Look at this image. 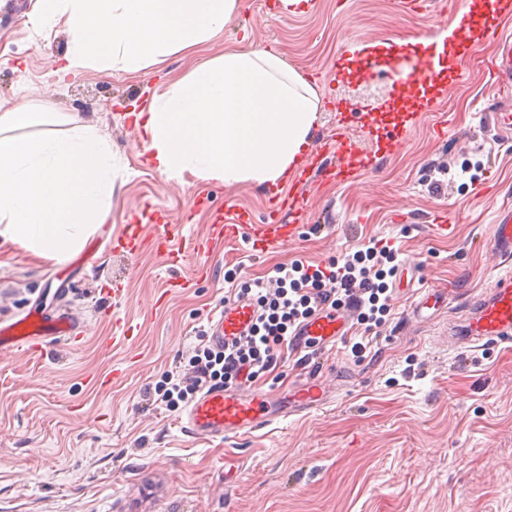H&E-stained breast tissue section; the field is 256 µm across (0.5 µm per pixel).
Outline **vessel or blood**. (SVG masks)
Returning <instances> with one entry per match:
<instances>
[{
  "mask_svg": "<svg viewBox=\"0 0 512 512\" xmlns=\"http://www.w3.org/2000/svg\"><path fill=\"white\" fill-rule=\"evenodd\" d=\"M486 36L497 41L499 51L492 67L496 83L512 86V35L504 34L498 27H489ZM428 44L415 53L410 63L391 58L390 63L398 75L402 96L415 97L421 89L440 81L445 70L443 54L436 42L434 28L423 33ZM326 148L336 156L335 165L319 168L317 165L302 169L288 192L278 193L275 207L280 215L273 224L251 223L248 214L230 207L225 209L223 221L214 225L215 238L248 235L254 248L264 251L285 245L293 237L294 221L305 215L304 192L309 180L323 176L340 183L352 177L353 162L368 154L365 141L352 140L343 132L331 133ZM492 247L503 261L512 260V208H501L492 235ZM255 316L249 302L237 301L222 306L210 318L207 336L213 345H223L243 333ZM467 341L477 344L487 340H512V274L498 278L476 302L475 310L467 325ZM77 329L71 314L64 309L53 312L33 308L8 320H0V348L15 351L40 352L45 347L73 337ZM349 316L340 311L328 310L312 317L294 332L291 347L294 354H301L311 347L335 345L347 335ZM299 404L291 408L259 389L208 388L190 407L182 420L184 431L197 439L221 437L227 434H246L288 418L292 411H309L322 406L327 395L321 384L306 385L301 389Z\"/></svg>",
  "mask_w": 512,
  "mask_h": 512,
  "instance_id": "b4317fda",
  "label": "vessel or blood"
}]
</instances>
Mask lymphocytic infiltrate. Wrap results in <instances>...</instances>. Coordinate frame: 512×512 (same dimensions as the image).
<instances>
[{
    "mask_svg": "<svg viewBox=\"0 0 512 512\" xmlns=\"http://www.w3.org/2000/svg\"><path fill=\"white\" fill-rule=\"evenodd\" d=\"M397 257V249L372 238L340 262L274 265L266 279L237 293L259 308L250 332L228 348L195 346L188 372H164L161 381L147 387L148 401L173 410L191 404L206 386L232 388L255 381L276 367V348L287 342L290 330L327 305L352 307L357 323L369 331L378 328L390 311L387 280L397 272Z\"/></svg>",
    "mask_w": 512,
    "mask_h": 512,
    "instance_id": "1",
    "label": "lymphocytic infiltrate"
}]
</instances>
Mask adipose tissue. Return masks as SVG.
Listing matches in <instances>:
<instances>
[{"mask_svg": "<svg viewBox=\"0 0 512 512\" xmlns=\"http://www.w3.org/2000/svg\"><path fill=\"white\" fill-rule=\"evenodd\" d=\"M34 34L63 23L71 48L57 69L136 72L217 35L240 0H38ZM320 108L315 89L274 49L228 50L155 93L135 126L163 175L276 187L303 162Z\"/></svg>", "mask_w": 512, "mask_h": 512, "instance_id": "1", "label": "adipose tissue"}]
</instances>
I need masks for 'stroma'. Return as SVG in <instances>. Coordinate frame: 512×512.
I'll use <instances>...</instances> for the list:
<instances>
[{
  "instance_id": "35a3bbf8",
  "label": "stroma",
  "mask_w": 512,
  "mask_h": 512,
  "mask_svg": "<svg viewBox=\"0 0 512 512\" xmlns=\"http://www.w3.org/2000/svg\"><path fill=\"white\" fill-rule=\"evenodd\" d=\"M275 2L240 0L219 36L191 56L63 79L55 70L71 47L66 27L35 37L37 0L0 8V107L78 116L106 137L121 176L109 221L66 261L0 239V316L48 297L84 324L80 338L38 356L0 351V512H512V342L460 350L449 333L507 270L491 251L497 212L512 203V142L498 138L502 94L487 68L496 46L478 42L473 60L451 56L466 78L447 85L436 112L387 111L399 92L384 73L336 74L337 59L362 42L401 50L450 7L470 10L478 24L482 12L469 0H430L419 13L398 0H314L311 10L285 14ZM268 47L313 77V141L339 127L362 136L371 105L401 147L350 182L314 179L304 195L312 218L298 222L286 245L256 254L244 239L225 240L212 244L204 264L151 246L158 223L176 238L207 240L229 204L270 223L269 189L160 175L128 114L194 64ZM440 210L450 229L436 235ZM133 223L142 245L128 254L122 246ZM372 237L399 247L404 278L401 300L363 357L350 351L363 333L356 325L320 365L298 364L280 348L279 366L256 382L291 391L320 375L327 404L243 437L201 441L181 430L180 413L146 408L145 387L198 344L225 299L274 265H322ZM177 278L184 287H173ZM417 283L452 288L449 310L414 318Z\"/></svg>"
}]
</instances>
